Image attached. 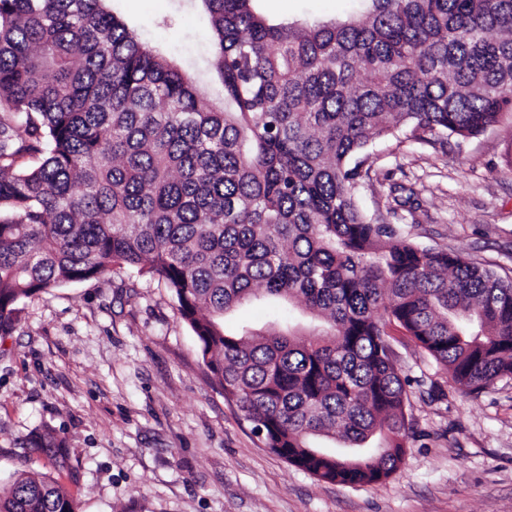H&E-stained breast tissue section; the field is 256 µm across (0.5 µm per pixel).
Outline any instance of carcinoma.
Returning a JSON list of instances; mask_svg holds the SVG:
<instances>
[{
    "instance_id": "carcinoma-1",
    "label": "carcinoma",
    "mask_w": 512,
    "mask_h": 512,
    "mask_svg": "<svg viewBox=\"0 0 512 512\" xmlns=\"http://www.w3.org/2000/svg\"><path fill=\"white\" fill-rule=\"evenodd\" d=\"M203 2L222 109L103 0H0V335L33 294L148 273L266 447L324 482L378 483L410 431L386 325L477 394L512 379V280L368 218L358 157L403 127L428 142L512 117V0H366L312 24ZM259 300L312 326L225 331ZM0 512L75 506L22 473Z\"/></svg>"
}]
</instances>
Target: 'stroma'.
Here are the masks:
<instances>
[{"instance_id": "stroma-1", "label": "stroma", "mask_w": 512, "mask_h": 512, "mask_svg": "<svg viewBox=\"0 0 512 512\" xmlns=\"http://www.w3.org/2000/svg\"><path fill=\"white\" fill-rule=\"evenodd\" d=\"M210 105L224 102L201 0H104ZM271 21L334 22L361 0H257ZM359 205L417 245L512 279V121L462 140L370 142ZM0 338V490L53 473L36 436L65 444L56 475L77 512H512V379L461 395L399 327L412 423L401 467L355 487L318 480L265 446L225 400L169 288L121 271L24 299Z\"/></svg>"}]
</instances>
